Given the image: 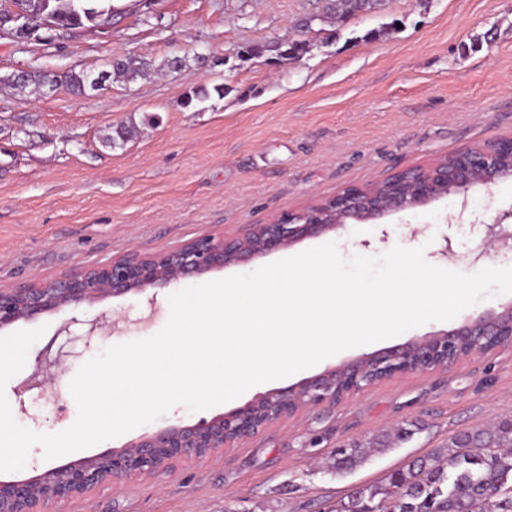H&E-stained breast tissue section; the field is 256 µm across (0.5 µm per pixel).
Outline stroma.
<instances>
[{
  "label": "stroma",
  "mask_w": 512,
  "mask_h": 512,
  "mask_svg": "<svg viewBox=\"0 0 512 512\" xmlns=\"http://www.w3.org/2000/svg\"><path fill=\"white\" fill-rule=\"evenodd\" d=\"M109 31L45 43L0 35V77L19 69L100 71L115 56L145 61L149 76L112 77L98 91L40 94L0 84V285L46 282L131 250L167 251L195 237L261 224L345 186L366 184L465 147L512 136V0H383L380 10L302 27L324 0H112ZM301 40L277 62L254 46ZM184 59L181 70L169 58ZM208 98L184 107L187 94ZM129 129L115 140L117 128ZM512 208V181L467 199L441 198L373 223L311 237L291 251L185 279V286L247 274L329 242L344 260L395 246L464 274L512 266V250L484 254L475 224ZM451 255H442L444 245ZM169 289L153 288L18 322L45 327L6 397L17 423L70 427L69 383L106 348L149 338L169 317ZM112 318L88 336L89 321ZM432 321L344 350L238 398L166 415L73 452L122 447L170 424L192 425L325 368L457 327ZM60 365L40 385L36 359ZM512 419V348L457 366L380 382L333 406L304 411L214 460L182 459L49 505L48 512H338L351 490L384 484L459 432ZM365 448L337 469L342 448Z\"/></svg>",
  "instance_id": "obj_1"
}]
</instances>
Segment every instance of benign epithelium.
<instances>
[{
    "label": "benign epithelium",
    "mask_w": 512,
    "mask_h": 512,
    "mask_svg": "<svg viewBox=\"0 0 512 512\" xmlns=\"http://www.w3.org/2000/svg\"><path fill=\"white\" fill-rule=\"evenodd\" d=\"M53 26L36 23L20 7L0 13V32L17 42ZM512 137L467 147L415 169L394 174L395 187L382 189L375 181L348 186L335 195L311 201L276 215L264 224H248L240 231L216 238L202 235L167 252L142 255L131 251L109 263L79 274L64 273L44 283L0 286V331L21 320L57 312L110 297L165 288L191 275L245 264L301 241L343 228L347 221H377L400 210L425 207L449 194L467 200L478 187L489 188L512 180ZM512 210L491 224L479 225L490 247L512 248ZM475 347L471 360L501 347L512 346V303L468 316L455 328L412 339L381 352L325 369L288 388L268 391L246 405L194 425L172 424L121 448L49 468L25 478L0 479V512H45L54 500L83 494L102 484L169 468L177 459L214 457L270 425L301 411L334 405L364 392L376 381L404 374H425L462 362L461 346Z\"/></svg>",
    "instance_id": "obj_1"
}]
</instances>
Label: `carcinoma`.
I'll return each mask as SVG.
<instances>
[{"instance_id": "carcinoma-1", "label": "carcinoma", "mask_w": 512, "mask_h": 512, "mask_svg": "<svg viewBox=\"0 0 512 512\" xmlns=\"http://www.w3.org/2000/svg\"><path fill=\"white\" fill-rule=\"evenodd\" d=\"M12 5H27L38 18H47L56 25L55 34L73 36L96 29L112 21L117 10L112 0H8ZM379 0H328L326 12L315 14L308 22L332 16L348 17L357 12H372ZM251 52H269L277 60L295 58L288 45L275 43ZM107 75L146 74L143 65L131 57L109 63ZM93 73L70 70L46 75L28 72L25 77L11 74L0 79L14 89L30 86L36 90L66 89L85 94L91 90ZM512 480V420L494 426L478 427L454 437L451 445L411 462L407 468L394 472L384 485L358 488L344 504L341 512H464L474 504L484 512H512V500L493 495V490Z\"/></svg>"}]
</instances>
